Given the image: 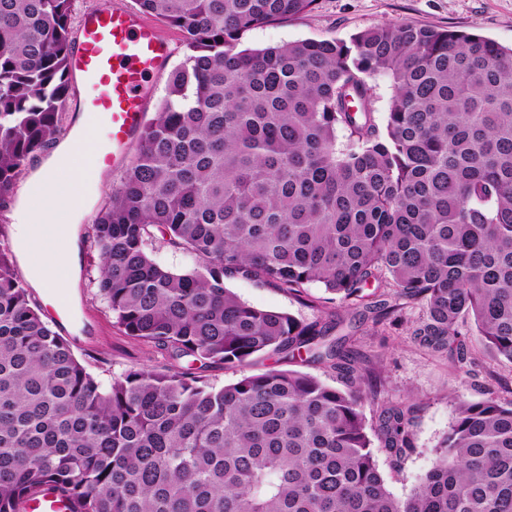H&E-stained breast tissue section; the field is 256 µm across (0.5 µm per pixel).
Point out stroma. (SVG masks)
I'll use <instances>...</instances> for the list:
<instances>
[{
  "instance_id": "stroma-1",
  "label": "stroma",
  "mask_w": 512,
  "mask_h": 512,
  "mask_svg": "<svg viewBox=\"0 0 512 512\" xmlns=\"http://www.w3.org/2000/svg\"><path fill=\"white\" fill-rule=\"evenodd\" d=\"M403 23L474 32L512 46V0H317L309 12L249 31L242 44L262 48L296 40L346 41L370 27ZM80 247L82 276L69 291L76 318L58 317L43 305L39 308L43 319L70 341L76 357L99 380H110L132 367H168L164 353L127 336L116 325L96 286L99 251L88 238L81 239ZM225 285L251 306L286 312L305 322L317 320L330 325L333 335L347 337L359 366L372 373L364 387L366 418H374L382 400L413 405V452L397 466L383 448L374 450L387 487L396 497L410 495L429 469L432 452L455 417L451 392L461 391L473 401L491 394L504 402L512 400L511 362L475 352L463 369L414 341L409 329L424 316L419 304L402 302L401 325L386 320L376 324L360 309L327 303V293L319 284L299 296L238 278L226 280Z\"/></svg>"
}]
</instances>
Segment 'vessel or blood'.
<instances>
[{"label": "vessel or blood", "instance_id": "b4317fda", "mask_svg": "<svg viewBox=\"0 0 512 512\" xmlns=\"http://www.w3.org/2000/svg\"><path fill=\"white\" fill-rule=\"evenodd\" d=\"M170 54L156 24L138 12L104 4L82 14L69 69L75 111L106 130L92 155L96 168L113 169L127 158ZM24 512H68V506L49 492L25 504Z\"/></svg>", "mask_w": 512, "mask_h": 512}]
</instances>
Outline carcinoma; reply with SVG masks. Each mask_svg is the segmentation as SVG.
I'll use <instances>...</instances> for the list:
<instances>
[{"label": "carcinoma", "instance_id": "1", "mask_svg": "<svg viewBox=\"0 0 512 512\" xmlns=\"http://www.w3.org/2000/svg\"><path fill=\"white\" fill-rule=\"evenodd\" d=\"M315 2L137 0L189 54L90 231L117 325L187 365L99 381L0 239V512L49 490L72 512H512V400L455 393L430 468L397 498L373 441L397 463L414 451L412 408L383 403L367 424L368 374L345 337L224 286L320 283L348 307L389 286L425 309L420 345L466 363L471 319L484 351L512 363V48L408 23L239 48ZM74 11L0 0V200L63 130ZM380 76L393 90L381 127ZM157 238L198 267L159 266ZM365 308L379 322L398 304ZM273 356L221 387L204 375Z\"/></svg>", "mask_w": 512, "mask_h": 512}]
</instances>
